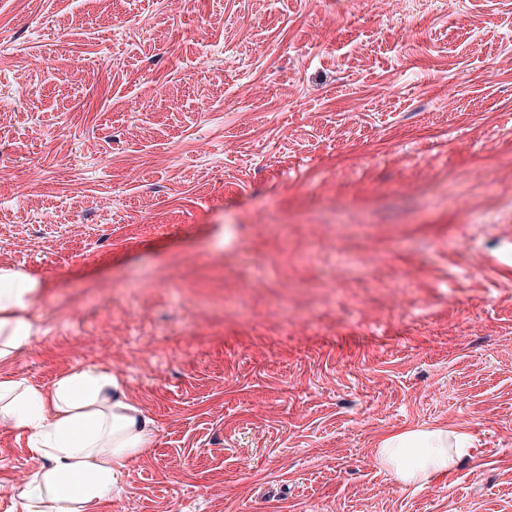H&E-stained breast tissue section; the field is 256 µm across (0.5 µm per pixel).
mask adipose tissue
<instances>
[{
    "label": "adipose tissue",
    "instance_id": "1",
    "mask_svg": "<svg viewBox=\"0 0 512 512\" xmlns=\"http://www.w3.org/2000/svg\"><path fill=\"white\" fill-rule=\"evenodd\" d=\"M36 279L0 268V360L32 337L28 309ZM0 424L23 429L43 459L16 491L22 512H85L111 498L115 475L150 445L154 422L118 392L116 377L85 369L58 379L52 390L0 377ZM468 442L464 433L418 428L384 437L375 461L405 486L447 474Z\"/></svg>",
    "mask_w": 512,
    "mask_h": 512
}]
</instances>
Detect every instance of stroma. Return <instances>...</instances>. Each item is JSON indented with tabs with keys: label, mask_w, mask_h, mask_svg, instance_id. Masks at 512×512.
Returning a JSON list of instances; mask_svg holds the SVG:
<instances>
[{
	"label": "stroma",
	"mask_w": 512,
	"mask_h": 512,
	"mask_svg": "<svg viewBox=\"0 0 512 512\" xmlns=\"http://www.w3.org/2000/svg\"><path fill=\"white\" fill-rule=\"evenodd\" d=\"M509 57L512 0H0V376L113 373L125 512H512ZM40 465L0 428V512ZM39 282L11 268H0V360L7 359L32 337L28 309ZM453 439L454 455L448 452V436ZM468 436L448 433L447 429L418 428L391 433L375 451V461L404 486L421 487L448 473L466 448Z\"/></svg>",
	"instance_id": "35a3bbf8"
}]
</instances>
